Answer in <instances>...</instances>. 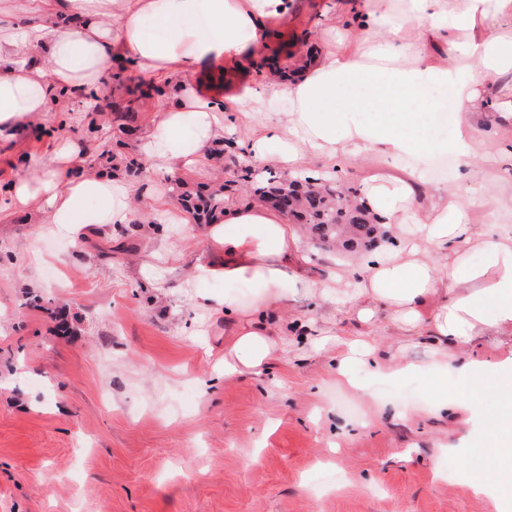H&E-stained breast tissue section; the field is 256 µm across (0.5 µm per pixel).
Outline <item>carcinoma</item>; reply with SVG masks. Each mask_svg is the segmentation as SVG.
Here are the masks:
<instances>
[{
	"mask_svg": "<svg viewBox=\"0 0 512 512\" xmlns=\"http://www.w3.org/2000/svg\"><path fill=\"white\" fill-rule=\"evenodd\" d=\"M158 94L160 90L157 87L143 84L120 100L102 90L85 94L83 99L88 101L87 111L111 113L112 127L126 133L137 127L146 101ZM103 158L114 166H123L133 179L145 173L142 162L114 154L104 147L88 160L89 167H94ZM241 185L252 193L254 199L264 203L274 195L281 197L288 206L286 216L301 225L310 240L324 249L336 247L353 252L370 250L377 243L374 217L364 205L357 202L358 191L338 185L330 177H283L270 169L259 171L245 167L242 169ZM170 190L180 196L184 211L196 224H209L217 220L224 213V204L231 199L230 186L224 183L193 195L183 191L182 180L175 179L170 184Z\"/></svg>",
	"mask_w": 512,
	"mask_h": 512,
	"instance_id": "cac0c4a2",
	"label": "carcinoma"
}]
</instances>
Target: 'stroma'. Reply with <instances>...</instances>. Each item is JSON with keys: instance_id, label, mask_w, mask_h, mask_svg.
Segmentation results:
<instances>
[{"instance_id": "35a3bbf8", "label": "stroma", "mask_w": 512, "mask_h": 512, "mask_svg": "<svg viewBox=\"0 0 512 512\" xmlns=\"http://www.w3.org/2000/svg\"><path fill=\"white\" fill-rule=\"evenodd\" d=\"M345 2L290 0L287 27L241 62L196 65L197 94L236 112L266 85L257 62L304 52ZM87 124L71 100L18 132L23 152L1 144L0 197L61 137L93 146ZM216 256L185 218L92 224L79 240L33 213L0 217V512H493L463 467L446 475L472 429L428 415L432 376L372 379L364 397L336 383L326 349L216 372L224 315L196 291L256 300L246 284L191 287Z\"/></svg>"}]
</instances>
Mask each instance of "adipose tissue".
<instances>
[{
	"label": "adipose tissue",
	"mask_w": 512,
	"mask_h": 512,
	"mask_svg": "<svg viewBox=\"0 0 512 512\" xmlns=\"http://www.w3.org/2000/svg\"><path fill=\"white\" fill-rule=\"evenodd\" d=\"M287 13V0H0V142H15L18 129L61 99L98 91L126 58L144 76L179 85L178 104L155 109L143 145L159 175L206 165L230 121L248 131L245 156L287 175L309 171L316 157L334 173L376 156L360 199L393 238L381 250L345 257L322 280L304 272L296 225L263 204L225 205L209 225L220 258L197 264L193 281H245L260 290L250 308L230 295L199 296L202 307L224 312V374L256 372L275 353L296 352L278 312L289 291L303 289L315 308L341 297L342 317L360 330L332 336L340 382L364 391L355 377L360 364L374 379L420 370L453 379V392L440 393L431 409H456L480 429L463 450L465 463L494 448L512 460V226L478 231L468 213L472 205L512 213V143L496 145L500 164L492 169L482 162L487 144L479 135L488 112L497 127L512 130V0H349L326 14L313 61L289 82L270 80L269 95L287 96V111L258 123L253 92L231 116L196 94L190 73L197 63L236 61ZM61 14L77 17L78 26L57 25ZM150 23L157 35L147 34ZM445 89L457 112L448 144L427 134L440 105L434 93ZM447 151L467 161L461 183L479 190L470 202L423 189L425 171ZM85 156L83 143H58L49 165L35 164L10 185L0 212L32 211L48 230L75 236L87 224L130 223L142 198L150 213L169 214L164 198L137 185L64 176ZM476 253L485 255L483 264L471 263ZM382 316L393 336L429 343L431 357L415 364L379 355ZM486 344L505 350L498 364L478 357ZM491 372L497 380L489 387ZM488 389L496 399L491 411L483 405Z\"/></svg>",
	"instance_id": "obj_1"
}]
</instances>
